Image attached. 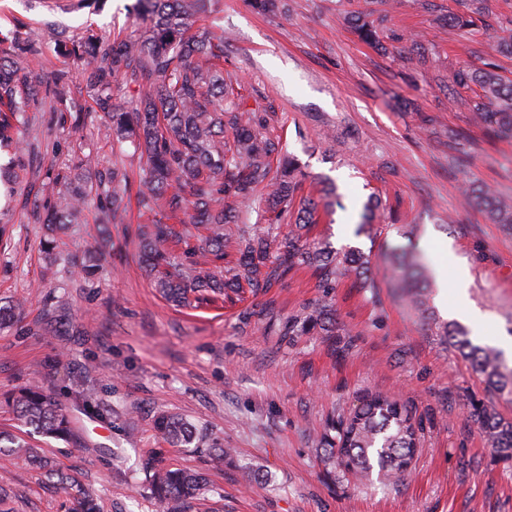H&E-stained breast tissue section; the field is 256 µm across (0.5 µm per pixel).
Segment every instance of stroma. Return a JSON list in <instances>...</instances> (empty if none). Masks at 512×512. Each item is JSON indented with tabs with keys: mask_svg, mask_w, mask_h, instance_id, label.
<instances>
[{
	"mask_svg": "<svg viewBox=\"0 0 512 512\" xmlns=\"http://www.w3.org/2000/svg\"><path fill=\"white\" fill-rule=\"evenodd\" d=\"M54 2L0 0V33L20 31L39 49L34 74L44 84L62 67L57 27L72 36L142 30L136 0L78 10ZM456 9L455 0H282L267 14L252 0H208L192 24L223 34L225 76L266 106L307 174L306 190H321L326 177L336 185L315 232L368 256L378 285L370 293L347 280L329 295L343 336L258 332L263 309L283 324L327 296L308 270L235 304L171 306L139 267L135 229L146 217L135 204L126 223L113 225L97 278L85 280L78 263L101 238L96 207L62 236L52 260L41 250L40 210L9 204L0 183V208L12 206L18 225L0 249V298L24 302L13 326L0 330V431L28 435L3 398L42 386L74 432L66 442H32L97 495L102 512H157L146 478L160 465L204 475L211 492L191 512H512V467L467 418L473 400L512 418V396L490 393L470 361L428 331L392 288L387 255L412 242L433 271L464 262L468 301L486 318L466 320L455 297L436 291V319L462 325L481 346L512 343V235L462 206L471 185L512 198V140L488 144L473 121V92L453 81L459 68L495 56L492 42L442 22ZM348 11L370 13L379 46L358 38ZM71 74L66 104L85 109L84 122L38 113L29 178L52 159L75 162L89 152L100 167L116 162L140 177L138 152L127 142L113 154L97 134L79 68ZM374 191L381 206L360 227ZM368 391L399 396L424 425L410 475L388 486L330 472L316 451L327 423L349 415ZM163 410L192 423L205 444L165 443L154 428ZM212 440L235 449V464L212 459ZM246 464L268 482L246 480ZM4 466L6 512H72V497L24 459Z\"/></svg>",
	"mask_w": 512,
	"mask_h": 512,
	"instance_id": "obj_1",
	"label": "stroma"
}]
</instances>
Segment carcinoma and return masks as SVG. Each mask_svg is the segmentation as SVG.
I'll return each instance as SVG.
<instances>
[{
  "label": "carcinoma",
  "instance_id": "obj_1",
  "mask_svg": "<svg viewBox=\"0 0 512 512\" xmlns=\"http://www.w3.org/2000/svg\"><path fill=\"white\" fill-rule=\"evenodd\" d=\"M144 5L139 38L119 36L106 40L89 30L72 39L60 35L58 53L81 65L87 86L94 92L95 111L102 113L97 134L121 142L134 139L145 157L143 177L134 183L127 169L116 163L86 185L66 163L53 159L43 172L41 185L51 187L53 201L44 202L43 222L47 237L42 247L54 254L57 235L78 221L90 204L97 205L103 227L122 224L127 214L125 201L136 197L153 215L140 224L138 239L141 264L156 278V287L172 304L191 307L223 300L233 293L266 292L293 270H314L319 286L332 290L345 278L357 280L362 288L376 292L369 260L357 250L338 251L328 242L309 240L320 201L303 200L293 206L301 189L303 172L298 161L283 152L282 137L268 131L266 114L247 106L246 98L234 92L232 80L224 78V40L209 32L191 34L190 22L204 7V0H138ZM460 10L449 20L460 30L487 36L497 51L512 56V19L492 24L486 0H456ZM348 23L366 42L377 31L368 15H348ZM38 53L21 37L0 49V149L11 154L8 167L0 166L22 189L25 198L38 197L36 185L26 180L30 150L25 135L30 132L42 102L63 99L70 72L58 70L45 87L32 79ZM119 79L135 82L140 96L114 102L112 86ZM454 81L479 88L480 102L474 105L476 123L486 140L494 144L512 139V81H506L498 66L485 62L480 67L458 70ZM268 190L276 209L275 221L284 219L295 226L286 236L269 228L258 232L240 220V206ZM465 205L483 211L491 223L512 231V199L490 187L469 189ZM190 215L193 226L208 232L204 247L191 244L188 228L176 229L174 220ZM232 245L235 261L226 279L216 277ZM103 243L90 245L80 272L87 280L95 277ZM392 287L407 298L421 315L430 319L433 276L430 269L409 252L391 251ZM22 301L0 303V329L14 322ZM336 333L333 304L324 301L310 311L288 320L278 328L270 319L263 325L267 336H302L314 328ZM435 335L471 361L490 392L512 395V367L500 352L471 342L458 326L435 323ZM18 419L43 437L68 440L71 418L36 385L20 387L11 395ZM470 419L491 443L500 461L512 462V420L481 402L471 403ZM155 428L173 446L191 443L194 427L183 418L165 412L154 420ZM335 435L320 439L324 461L351 474L361 483L372 472L393 482L409 471L414 448L421 440L422 426L396 398L368 392L360 406L332 426ZM23 456L49 476L55 475L47 457L30 442L0 436V457ZM149 490L159 512H189L190 501L206 491L205 480L190 471L166 469L150 476ZM75 512H100L92 495L76 490Z\"/></svg>",
  "mask_w": 512,
  "mask_h": 512
}]
</instances>
